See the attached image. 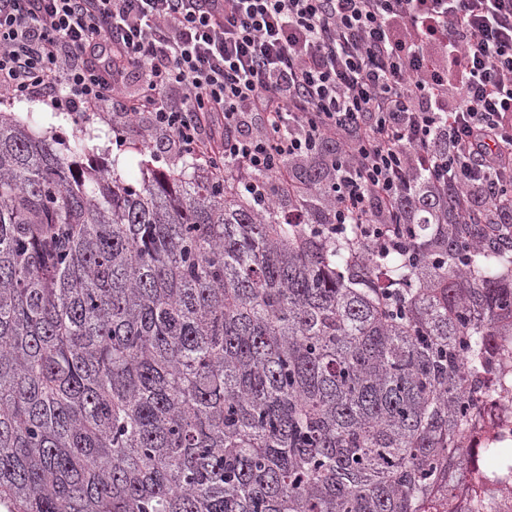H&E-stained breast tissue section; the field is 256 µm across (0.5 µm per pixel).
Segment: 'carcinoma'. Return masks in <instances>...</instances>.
I'll list each match as a JSON object with an SVG mask.
<instances>
[{
	"label": "carcinoma",
	"instance_id": "carcinoma-1",
	"mask_svg": "<svg viewBox=\"0 0 512 512\" xmlns=\"http://www.w3.org/2000/svg\"><path fill=\"white\" fill-rule=\"evenodd\" d=\"M0 112V512H458L512 253L414 265L230 181L85 168ZM288 207L326 210L311 196Z\"/></svg>",
	"mask_w": 512,
	"mask_h": 512
}]
</instances>
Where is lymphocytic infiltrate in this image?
<instances>
[{"mask_svg": "<svg viewBox=\"0 0 512 512\" xmlns=\"http://www.w3.org/2000/svg\"><path fill=\"white\" fill-rule=\"evenodd\" d=\"M31 97L147 123L268 206L313 163L329 236L380 254H410L421 193L512 249V0H0V98Z\"/></svg>", "mask_w": 512, "mask_h": 512, "instance_id": "1", "label": "lymphocytic infiltrate"}]
</instances>
